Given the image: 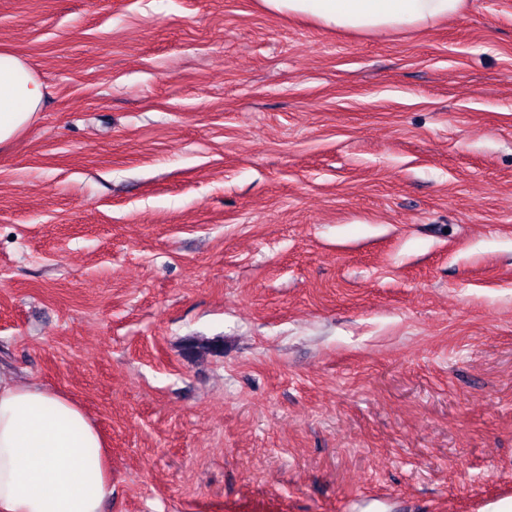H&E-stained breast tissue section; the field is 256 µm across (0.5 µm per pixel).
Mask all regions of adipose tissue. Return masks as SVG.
Wrapping results in <instances>:
<instances>
[{"mask_svg": "<svg viewBox=\"0 0 512 512\" xmlns=\"http://www.w3.org/2000/svg\"><path fill=\"white\" fill-rule=\"evenodd\" d=\"M271 13L361 34L418 31L459 17L466 0H262ZM45 87L28 63L0 51V146L37 119ZM112 456L83 407L0 371V512H105Z\"/></svg>", "mask_w": 512, "mask_h": 512, "instance_id": "1", "label": "adipose tissue"}]
</instances>
